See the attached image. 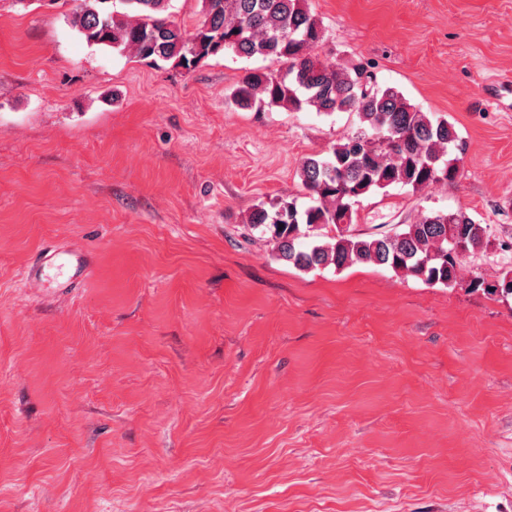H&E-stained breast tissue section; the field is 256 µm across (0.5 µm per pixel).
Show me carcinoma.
<instances>
[{
    "label": "carcinoma",
    "instance_id": "cac0c4a2",
    "mask_svg": "<svg viewBox=\"0 0 512 512\" xmlns=\"http://www.w3.org/2000/svg\"><path fill=\"white\" fill-rule=\"evenodd\" d=\"M170 2L80 0L72 23L90 45L130 51L185 71L225 53L276 60L285 69L245 74L232 92L238 106L357 116L353 136L328 155L301 162L311 205L278 198L249 214L251 229L277 241L279 259L303 271L371 263L453 287L460 256L498 249L509 268L490 291L512 296V242H495L488 227L464 210L430 211L411 224L378 233H360L345 223L371 193L394 186L415 192L456 182L463 145L448 119L422 111L393 87L377 86L361 65L320 59L313 49L324 41L325 29L305 0H200L203 20L192 33L172 19ZM330 226L334 243L307 242L310 232Z\"/></svg>",
    "mask_w": 512,
    "mask_h": 512
}]
</instances>
